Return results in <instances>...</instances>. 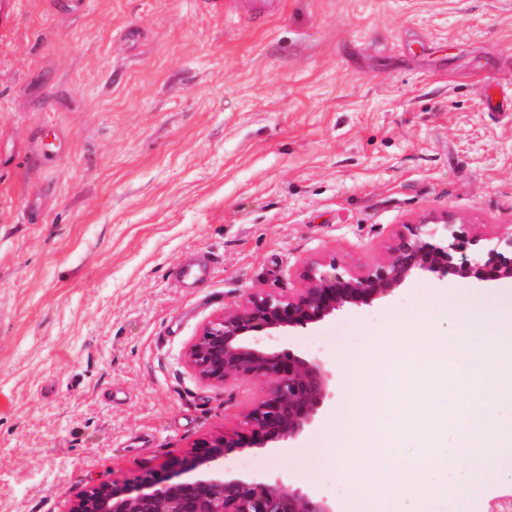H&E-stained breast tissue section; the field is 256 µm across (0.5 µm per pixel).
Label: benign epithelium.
<instances>
[{
	"instance_id": "1",
	"label": "benign epithelium",
	"mask_w": 512,
	"mask_h": 512,
	"mask_svg": "<svg viewBox=\"0 0 512 512\" xmlns=\"http://www.w3.org/2000/svg\"><path fill=\"white\" fill-rule=\"evenodd\" d=\"M479 241L456 229L446 214L423 216L399 232L388 258L361 271L332 259L307 266L300 274L303 287L288 295L253 290L204 326L187 354L190 366L206 380L262 383L261 396L239 425L214 441L197 442L188 456L145 477L83 490L69 512H334L325 500L280 480L224 476V455L299 438L331 397L330 374L320 362L273 350L261 339L306 328L346 306L370 305L415 270L440 279L512 281V234L483 251L468 252Z\"/></svg>"
}]
</instances>
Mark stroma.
<instances>
[{"label":"stroma","instance_id":"35a3bbf8","mask_svg":"<svg viewBox=\"0 0 512 512\" xmlns=\"http://www.w3.org/2000/svg\"><path fill=\"white\" fill-rule=\"evenodd\" d=\"M449 214L512 233V0H0V512H68L238 425L259 382L188 366L202 326L312 261L382 260ZM210 262L200 288L178 265ZM411 274L273 348L321 360L332 399L305 435L224 458L347 512L360 464L319 465L345 386L412 330Z\"/></svg>","mask_w":512,"mask_h":512}]
</instances>
